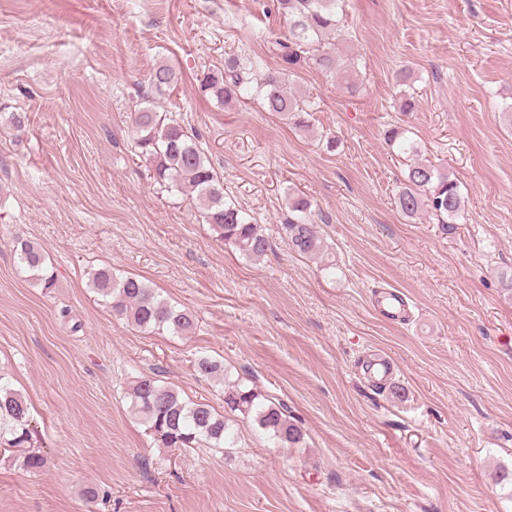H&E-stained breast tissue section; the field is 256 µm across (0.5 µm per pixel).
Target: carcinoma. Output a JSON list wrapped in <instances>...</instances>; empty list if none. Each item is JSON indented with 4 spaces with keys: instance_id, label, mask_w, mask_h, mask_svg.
Listing matches in <instances>:
<instances>
[{
    "instance_id": "obj_1",
    "label": "carcinoma",
    "mask_w": 512,
    "mask_h": 512,
    "mask_svg": "<svg viewBox=\"0 0 512 512\" xmlns=\"http://www.w3.org/2000/svg\"><path fill=\"white\" fill-rule=\"evenodd\" d=\"M345 0H277V11L286 20L288 34L272 42L279 68L270 70L263 60H246L234 54L224 57V66L207 71L201 89L218 103L227 105L258 99L269 112L281 114L303 130L310 128L305 115L315 110L308 98L288 91L293 71L309 62L352 86L351 71L340 67L335 52L341 36L338 16ZM174 68L161 63L149 75V84L161 93L177 84ZM136 133L135 144L149 160L153 178L171 193L196 196L203 221L215 237L233 245L250 261L264 258L270 249L268 238L251 215L224 200V183L218 177L198 135L190 132L178 118L160 112L153 101L131 114ZM386 140L397 155L408 161L404 182L397 197L402 214L414 218L426 211L441 224H455L465 209V200L457 180L430 161L419 160V143L408 130L394 127ZM293 214L286 225L292 249L315 257L324 252V241L312 224L311 204L288 194ZM19 262L42 287L50 289L55 277L49 271L45 252L30 242L21 243ZM90 288L110 305L112 311L129 325L154 334L191 337L197 329L192 312L178 309L145 281L136 277H118L108 267L94 270ZM200 373L224 387V405L231 413L253 421L282 448H299L304 440L301 427L289 416L288 406L266 398L254 387L228 380L224 365L209 358L197 362ZM129 408L138 417L159 448H228L235 442L229 419L211 405L185 399L178 390L161 379L142 375L129 382ZM0 445L9 458L29 473H39L46 459L34 447L30 407L25 397L10 388L0 376Z\"/></svg>"
}]
</instances>
